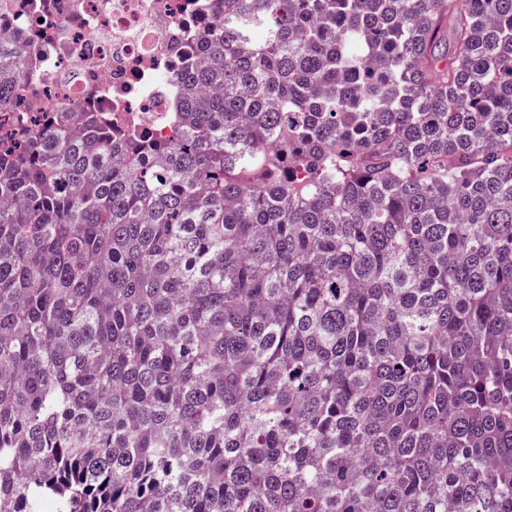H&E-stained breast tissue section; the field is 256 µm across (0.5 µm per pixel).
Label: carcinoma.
I'll use <instances>...</instances> for the list:
<instances>
[{
	"mask_svg": "<svg viewBox=\"0 0 512 512\" xmlns=\"http://www.w3.org/2000/svg\"><path fill=\"white\" fill-rule=\"evenodd\" d=\"M217 2L0 145V512H512V0Z\"/></svg>",
	"mask_w": 512,
	"mask_h": 512,
	"instance_id": "cac0c4a2",
	"label": "carcinoma"
}]
</instances>
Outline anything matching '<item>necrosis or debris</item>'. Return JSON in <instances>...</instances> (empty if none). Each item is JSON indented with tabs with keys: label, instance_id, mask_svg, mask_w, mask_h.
<instances>
[{
	"label": "necrosis or debris",
	"instance_id": "obj_1",
	"mask_svg": "<svg viewBox=\"0 0 512 512\" xmlns=\"http://www.w3.org/2000/svg\"><path fill=\"white\" fill-rule=\"evenodd\" d=\"M34 0H0V39L38 42L32 80L0 106V134L17 114L111 113L114 123L161 139L179 89L166 71L189 64L186 51L221 13L214 0H52L38 16Z\"/></svg>",
	"mask_w": 512,
	"mask_h": 512
}]
</instances>
